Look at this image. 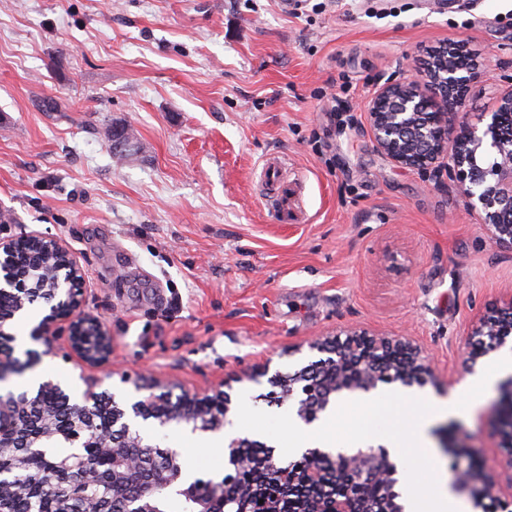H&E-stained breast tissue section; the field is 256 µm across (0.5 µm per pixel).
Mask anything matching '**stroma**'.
Wrapping results in <instances>:
<instances>
[{
  "mask_svg": "<svg viewBox=\"0 0 512 512\" xmlns=\"http://www.w3.org/2000/svg\"><path fill=\"white\" fill-rule=\"evenodd\" d=\"M450 41L482 72L474 122L512 90V0H310L297 17L281 0H0V238L67 242L80 311L112 338L101 389L129 406L147 372L293 414L297 397L267 403L271 377L351 331L427 358L426 383L381 392L444 400L494 363L463 360L479 318L512 309V251L452 182L378 153L365 114ZM112 122L140 143L122 161ZM272 157L295 196L285 223L266 201ZM48 312L10 321L15 358L43 350L29 333ZM498 396L437 419L455 428L438 472L503 462Z\"/></svg>",
  "mask_w": 512,
  "mask_h": 512,
  "instance_id": "35a3bbf8",
  "label": "stroma"
}]
</instances>
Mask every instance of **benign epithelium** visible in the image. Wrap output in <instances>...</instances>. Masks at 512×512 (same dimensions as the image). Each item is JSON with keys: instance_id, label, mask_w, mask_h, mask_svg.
<instances>
[{"instance_id": "1", "label": "benign epithelium", "mask_w": 512, "mask_h": 512, "mask_svg": "<svg viewBox=\"0 0 512 512\" xmlns=\"http://www.w3.org/2000/svg\"><path fill=\"white\" fill-rule=\"evenodd\" d=\"M444 49L448 51V64L435 76L390 81L377 87L366 105L374 147L397 166L447 176L465 197L468 208L488 227L495 244L512 251V135L503 132L506 125L512 124V91L502 98L495 111L485 113L486 122L482 126L469 123L463 113L465 92L471 82L480 78L481 72L473 63L466 67L457 65L456 56L461 54L457 43L450 41ZM26 239L63 258L68 277L59 285L33 282L27 285L24 280L8 275L4 277L6 285L15 284L21 291L55 296L70 283L77 287L82 284V267L65 241L41 234H31ZM78 309L79 294L75 293L60 310L41 319L32 336L46 344L44 354H56L58 348L49 340L58 335L59 322L66 321L67 357L84 370H100L111 365L112 336L100 321L81 314ZM511 335V312H487L472 332L467 362L473 364L500 348ZM320 347L335 355L348 371L330 383L307 371L289 379L291 387L285 389L287 393L294 392L293 384L303 383L304 398L299 401L298 415L308 423L328 409L335 393L368 391L382 380L409 385L423 380L429 372L421 350L403 338L352 331L345 339L328 340ZM82 380L85 388L66 431L54 430L53 420L40 398L26 397L19 402L0 400V415L7 414L16 420L12 437L0 440V457L7 462L0 469V496L20 490L12 482V475L28 463L32 424H42L44 435L66 446L80 443L82 433L94 427L93 405L109 393L99 390L100 380L96 377L84 375ZM184 398L185 405L173 409L167 406L164 393L152 392L134 402L131 411L136 417L154 419L162 426L174 423L193 431H218L224 427L230 399L223 391L217 390L212 395L188 391ZM497 411L500 444L512 455V380L501 387ZM133 436L127 411L114 406L112 432L99 436L93 444L112 460V491H118L129 477L146 478L159 464L176 474L168 482L155 485L147 494L133 499L128 512H161L163 501L171 495L186 500L187 512H213L212 497L197 495L194 485L181 478L176 452L151 442L149 447L160 449V455L133 456L124 451ZM245 448L246 442L241 438L224 443L225 480H237L246 464ZM59 473L83 486L98 479L82 457L73 454L58 457L45 477V485L58 495L63 493L62 487L54 485V477ZM396 474L397 467L386 449H359L341 455L336 471L310 464L301 477L292 478V483L300 494L307 493L310 487L320 492V496L309 498L307 512H403L397 502L399 494L394 490ZM459 485L480 503L503 488L512 494V475L470 463L460 472Z\"/></svg>"}]
</instances>
